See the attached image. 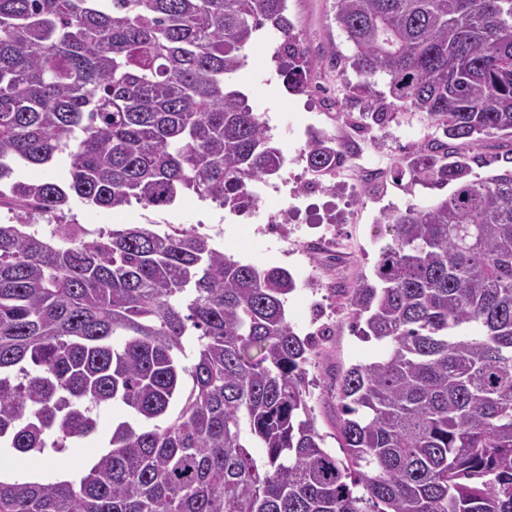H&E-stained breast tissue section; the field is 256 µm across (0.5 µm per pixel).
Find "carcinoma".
<instances>
[{
  "instance_id": "obj_1",
  "label": "carcinoma",
  "mask_w": 512,
  "mask_h": 512,
  "mask_svg": "<svg viewBox=\"0 0 512 512\" xmlns=\"http://www.w3.org/2000/svg\"><path fill=\"white\" fill-rule=\"evenodd\" d=\"M377 126L420 112L451 140L512 138V0H335ZM289 88L314 52L286 0H0V455L56 467L120 406L75 478L0 473V512H512V168L478 177L448 144L413 175L452 186L384 215L392 242L347 289L350 327L384 345L337 386L342 456L309 404L313 337L296 281L168 224H63L73 199L155 213L182 191L231 210L279 173L231 78L257 32ZM67 172L40 181L26 166ZM336 139L305 159L336 165ZM263 449V455L252 449Z\"/></svg>"
}]
</instances>
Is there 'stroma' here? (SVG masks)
<instances>
[{
	"label": "stroma",
	"instance_id": "obj_1",
	"mask_svg": "<svg viewBox=\"0 0 512 512\" xmlns=\"http://www.w3.org/2000/svg\"><path fill=\"white\" fill-rule=\"evenodd\" d=\"M333 3L334 0H287L286 13L313 47L332 44L346 58L351 46L334 20ZM246 54L247 64L233 81L247 93L253 111L269 118L271 141L286 157L275 177L277 192L260 201L258 207L269 216L277 213L292 194H302L304 223L289 225L282 234L265 223H245L227 208L201 200L191 192L183 193L158 215L135 202L114 213L76 201L66 217L93 231L115 224L151 222L199 226L235 260L258 268L282 267L290 271L297 288L286 303L289 322L301 335L319 324L329 332L321 344L320 356L309 368L313 381L310 404L326 447L334 450L338 447L334 437L338 381L352 365L372 361L381 350L377 341L363 340L352 331L350 308L341 290L362 276L371 275L380 248L390 242V235L379 225L383 212L426 206L448 195V188L424 186L413 181L407 172L417 148L441 137L442 132L417 112L405 113L399 122L385 127L355 130L352 136L359 149L383 166V177L376 181L374 192L359 191L342 200L324 188L305 195V158L300 148L306 142L307 129L312 126L330 134L346 120L357 119L361 106L347 99L346 89L359 83L361 77L346 61L333 70L319 66V73L327 76L338 93L335 111L328 112L320 92L288 89L271 59L264 34H257Z\"/></svg>",
	"mask_w": 512,
	"mask_h": 512
}]
</instances>
